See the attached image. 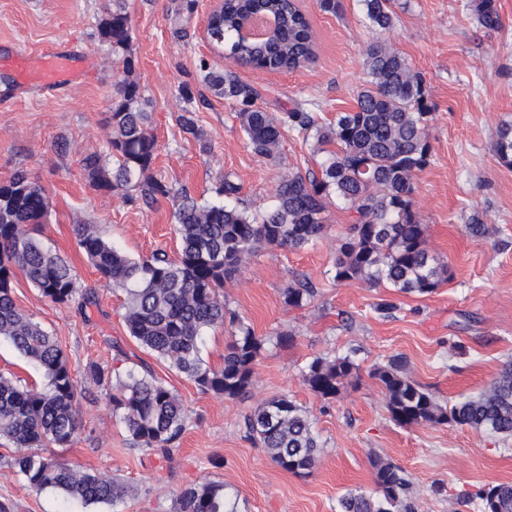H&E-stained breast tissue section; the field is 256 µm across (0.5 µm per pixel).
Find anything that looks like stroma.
<instances>
[{
	"label": "stroma",
	"instance_id": "obj_1",
	"mask_svg": "<svg viewBox=\"0 0 512 512\" xmlns=\"http://www.w3.org/2000/svg\"><path fill=\"white\" fill-rule=\"evenodd\" d=\"M406 2L385 37L421 74L433 107L432 158L417 178L413 203L428 227L431 253L448 263L452 277L425 297L362 281L336 283L331 266L349 215L342 205H330L323 238L300 250L260 252L226 283L228 308L265 340L248 393L227 399L201 392L138 346L124 321V294L104 286L77 244L74 226L88 222L133 258L160 249L172 255L177 248L171 200L148 208L95 190L79 165L82 156L108 150L111 71L93 30L112 0H0V55L35 56L56 46L89 63L77 79L51 92L36 85L0 88V180L22 167L44 188L52 213L34 235L68 262L80 289L97 297L84 308L59 305L24 275L14 281L18 307L57 336L79 384L78 430L58 454L80 469L114 475L129 488L119 508L75 507L57 492L31 490L1 463L0 503L9 512H173L176 494L204 480L223 483L237 512H336L347 490L373 489L377 457L409 474L417 512H472L460 501L463 493L512 482L511 438L456 424L396 425L381 387L367 374L372 365L402 355L408 375L445 405L480 392L512 360V166L491 149L499 127L512 123V0H497L503 26L496 31L478 27L470 0ZM169 5L128 0L137 74L155 104L154 172L201 201L214 200L219 178L235 172L245 204L261 216L274 203L281 172L313 166L312 151L292 133L285 134L278 161L250 151L234 107L200 78V60L218 70L227 64L205 36L215 0H198L184 42L171 34ZM343 5L342 15L334 17L322 13L316 0H298L315 36L316 57L307 66L277 73L237 68L241 80L266 86L262 104L269 111L310 99L320 121L328 122L354 107L367 79L365 48L376 33L357 0ZM182 86L193 93L191 107L208 152L177 125ZM62 141L67 151H59ZM476 212L487 228L480 239L465 231ZM299 277L310 280L317 294L296 308L285 303L282 290ZM383 299L398 303L393 317L375 312ZM282 330L293 331L291 344H277L275 334ZM350 351L360 374L336 399L322 400L304 385L302 374L315 358ZM143 362L177 391L188 414L181 445L166 459L132 447L105 391L87 379L94 363L126 370ZM281 397L306 410L322 444L309 475L283 471L246 434L247 416Z\"/></svg>",
	"mask_w": 512,
	"mask_h": 512
}]
</instances>
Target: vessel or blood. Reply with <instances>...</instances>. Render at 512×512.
Listing matches in <instances>:
<instances>
[{"label":"vessel or blood","instance_id":"obj_1","mask_svg":"<svg viewBox=\"0 0 512 512\" xmlns=\"http://www.w3.org/2000/svg\"><path fill=\"white\" fill-rule=\"evenodd\" d=\"M0 63L13 71L19 84L52 87L72 82L81 61L74 54L54 49L39 56L17 54Z\"/></svg>","mask_w":512,"mask_h":512}]
</instances>
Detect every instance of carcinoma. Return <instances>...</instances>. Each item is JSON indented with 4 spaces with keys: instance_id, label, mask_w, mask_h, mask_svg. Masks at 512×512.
<instances>
[{
    "instance_id": "1",
    "label": "carcinoma",
    "mask_w": 512,
    "mask_h": 512,
    "mask_svg": "<svg viewBox=\"0 0 512 512\" xmlns=\"http://www.w3.org/2000/svg\"><path fill=\"white\" fill-rule=\"evenodd\" d=\"M371 27L382 33L395 20L393 0H359ZM173 35L185 38L197 0H171ZM480 27L496 30L501 16L496 0H475ZM210 42L237 66L262 71H294L315 57V40L306 16L287 0H222L207 20ZM96 36L112 56L114 94L107 124L112 135L108 155H85L80 167L93 188L124 194L151 206L163 197L172 201L179 240L173 258L157 251L134 259L110 245L94 224L75 225L78 245L107 286L126 295L129 336L157 359L193 381L201 391L235 399L253 382L264 340L250 324L229 312L220 299L224 284L262 250H300L326 231L328 204L340 201L351 212L333 261V280L364 281L374 288L425 296L448 281V264L427 246V225L413 208L415 179L430 163L431 105L423 78L395 49L377 39L367 44L365 85L355 106L319 122L309 99L295 100L275 116L257 106V86L230 68L212 69L200 61L201 81L225 102L236 117L250 151L274 161L283 132L314 142L322 154L318 170L289 169L274 188V205L261 217L240 203L241 183L226 172L215 186L219 200L199 201L154 175L158 143L151 131L153 102L145 95L132 51L127 0H112L96 22ZM180 130L208 150L195 112L183 107ZM495 156L512 165V124L500 127L492 145ZM51 201L28 171L16 169L0 182V340L33 364L42 377L39 387L23 386L0 375V441L14 448L8 460L26 484L52 490L67 500L117 506L128 487L105 473L74 467L44 449L64 448L77 430L75 397L78 382L59 341L21 312L13 297L15 270L42 296L69 304L78 293L70 265L45 250L33 236L49 220ZM316 295L297 280L283 289L285 302L302 307ZM235 325L234 341L220 367L201 356L204 332ZM351 355L317 357L303 382L324 400H332L358 374ZM90 381L109 390L112 411L125 425L133 446L167 458L179 447L187 416L177 392L159 380L145 363L121 373L99 364L87 370ZM370 376L381 386L390 419L400 426L455 423L491 436L512 437V361L481 392L452 405H441L412 380L402 356L376 365ZM249 438L281 469L304 475L316 466L321 444L307 412L282 397L248 416ZM375 489H351L339 499L340 512H416L404 471L381 458L373 460ZM476 512H512V483H489L467 495ZM175 512H233L224 485L203 481L177 495Z\"/></svg>"
}]
</instances>
